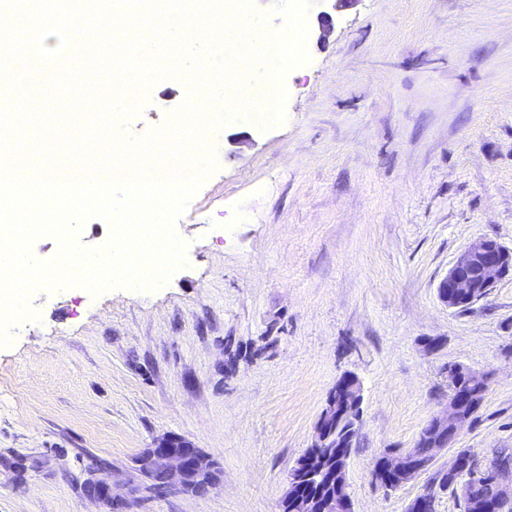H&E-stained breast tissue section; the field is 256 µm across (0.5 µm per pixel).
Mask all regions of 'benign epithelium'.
<instances>
[{
	"mask_svg": "<svg viewBox=\"0 0 512 512\" xmlns=\"http://www.w3.org/2000/svg\"><path fill=\"white\" fill-rule=\"evenodd\" d=\"M328 9L317 15L318 38L324 44L335 29L336 16L354 8L359 0H325ZM512 277V247L503 245L495 238L482 237L468 245L456 258L448 275L438 286L440 300L448 308L461 310L489 295L496 284ZM466 378L467 389L460 390L456 374ZM448 402L429 422L416 447L428 448L426 458L420 460L408 452L402 456L384 455L385 466L375 465L373 477L384 490L393 489L394 477L406 482L417 474L428 470L434 461L435 453L443 448H452L462 428L470 420L472 412L465 411L462 405L470 402L474 407L482 405L488 390V377L465 369L460 365L448 366ZM361 387L352 375L345 376L331 393L327 406L315 426L312 447L315 451L300 458L291 470L288 491L284 497L287 512H354L353 501L348 492L346 466L329 470L325 457L336 455L346 444L330 439L324 424L340 420L345 414L354 415L359 421ZM469 474L464 480H455L451 485L453 493L460 500L467 501L474 491L488 482L492 487L489 498L494 503H512V469L501 467L486 480L487 463L472 455L469 458ZM136 469L154 476L163 477V487L171 491L204 494L217 487L222 481V473L215 461L205 455L188 439L179 435H167L157 441L154 447L145 448L135 458ZM318 477L336 485V496L320 499L301 493L297 483L303 479ZM91 490L86 495L110 512H128L138 489H131L127 495L114 493L112 471H94L90 478ZM437 483L424 487L411 502L408 512H425L430 500L434 499Z\"/></svg>",
	"mask_w": 512,
	"mask_h": 512,
	"instance_id": "1",
	"label": "benign epithelium"
}]
</instances>
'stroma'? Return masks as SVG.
Instances as JSON below:
<instances>
[{
    "label": "stroma",
    "instance_id": "obj_1",
    "mask_svg": "<svg viewBox=\"0 0 512 512\" xmlns=\"http://www.w3.org/2000/svg\"><path fill=\"white\" fill-rule=\"evenodd\" d=\"M281 79L283 122L222 119L215 171L175 223L185 263L163 284L29 298L0 348V512H100L166 435L220 463L201 495L131 512H279L337 381L362 386L347 462L356 512H406L429 482L372 479L448 400L449 365L491 376L457 446L512 451V279L468 309L437 287L481 237L512 246V0H359ZM141 136L189 98L142 89ZM90 485L92 488L86 491V495L104 510L107 508L115 512L129 511L132 499L139 492L133 488L128 495L114 493L112 471L109 469L95 470L90 478Z\"/></svg>",
    "mask_w": 512,
    "mask_h": 512
}]
</instances>
